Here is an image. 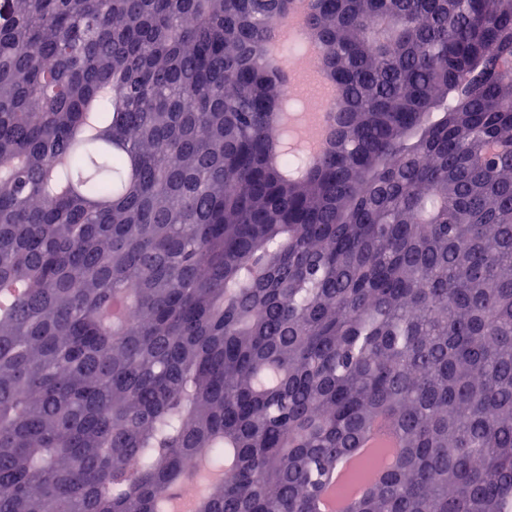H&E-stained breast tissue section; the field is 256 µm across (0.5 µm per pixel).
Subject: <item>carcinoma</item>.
I'll return each mask as SVG.
<instances>
[{
	"label": "carcinoma",
	"mask_w": 512,
	"mask_h": 512,
	"mask_svg": "<svg viewBox=\"0 0 512 512\" xmlns=\"http://www.w3.org/2000/svg\"><path fill=\"white\" fill-rule=\"evenodd\" d=\"M0 0V512H512V0ZM378 446L363 441L354 455L341 461L336 471L331 472L326 480L323 493L318 498V512H348L355 500L362 497L380 476L389 458L393 459L397 448H389L380 465L367 470L360 479L352 475L363 463L375 460Z\"/></svg>",
	"instance_id": "1"
}]
</instances>
